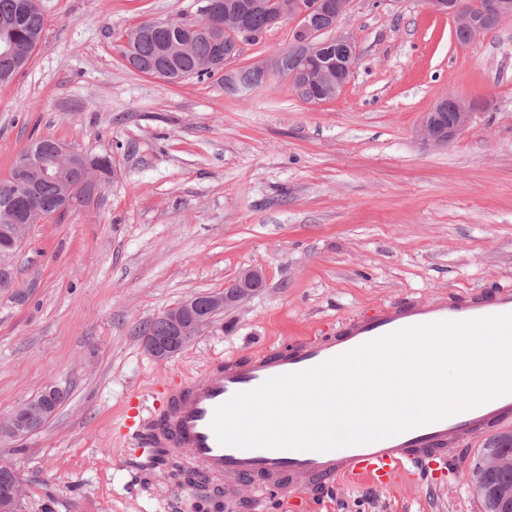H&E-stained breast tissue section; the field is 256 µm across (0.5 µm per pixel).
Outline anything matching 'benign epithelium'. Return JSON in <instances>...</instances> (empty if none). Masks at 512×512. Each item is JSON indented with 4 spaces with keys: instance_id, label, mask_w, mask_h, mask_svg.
Returning <instances> with one entry per match:
<instances>
[{
    "instance_id": "1",
    "label": "benign epithelium",
    "mask_w": 512,
    "mask_h": 512,
    "mask_svg": "<svg viewBox=\"0 0 512 512\" xmlns=\"http://www.w3.org/2000/svg\"><path fill=\"white\" fill-rule=\"evenodd\" d=\"M352 3L353 0H279L277 22L291 21L296 24V34L308 55L314 57L324 47L336 46L339 58L336 73L315 69L290 74L283 66L280 54L255 65V68L273 78L288 80L296 87L299 96L308 102L321 103L338 96L350 81L357 57L355 43L338 31ZM427 5L436 15L454 18L456 26L465 30L470 39L512 18V0H486L476 12L468 11L462 0H427ZM218 10L219 5L209 0L204 6L202 18L194 21L190 29L196 33H210V16ZM247 27L246 14L231 8L224 13V28L234 29L247 38ZM325 32H331L333 36L321 39ZM480 109L481 103L475 100L447 94L426 113L419 135L426 143L446 145ZM47 143L49 150L38 155L28 150L15 160L10 191L22 192L26 199L27 215L40 212L41 201L36 187L41 181L60 180L68 173L72 188L92 185L98 191L102 186L85 155L51 138ZM264 278L261 269H246L224 288V292L197 294L171 308L167 320L174 340L161 342L154 338L147 344L149 352L159 360L174 357L178 354V346L201 335L225 307L253 295ZM45 419L46 406L24 403L12 415V433L17 437L31 435L43 426Z\"/></svg>"
}]
</instances>
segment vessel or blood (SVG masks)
Instances as JSON below:
<instances>
[{"mask_svg": "<svg viewBox=\"0 0 512 512\" xmlns=\"http://www.w3.org/2000/svg\"><path fill=\"white\" fill-rule=\"evenodd\" d=\"M506 314H512V292L503 289L436 303H395L344 323L333 334L305 336L242 359H218L201 376L167 382L151 404L127 405L123 428L143 447L166 449L183 468L188 488L205 484L222 492L233 512L240 504L239 491L247 484L284 494L315 490L325 495L342 479L377 488L402 479L424 480L445 468L461 440L511 429L512 394L389 438L330 451L222 445L213 429L215 411L235 393L255 389L275 376L315 367L396 330Z\"/></svg>", "mask_w": 512, "mask_h": 512, "instance_id": "obj_1", "label": "vessel or blood"}]
</instances>
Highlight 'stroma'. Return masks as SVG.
<instances>
[{"instance_id":"stroma-1","label":"stroma","mask_w":512,"mask_h":512,"mask_svg":"<svg viewBox=\"0 0 512 512\" xmlns=\"http://www.w3.org/2000/svg\"><path fill=\"white\" fill-rule=\"evenodd\" d=\"M42 44L0 85V180L30 138L109 154L85 206L34 225L14 260L24 301L0 295V419L46 382L66 402L41 430L0 439L24 512H208L116 428L127 400L406 299L512 290V19L468 44L425 0H354L340 25L358 60L334 100L285 80L247 93L221 75L140 74L125 30L198 19L202 0H40ZM293 23L243 44L231 68L288 47ZM445 94L483 109L448 145L417 130ZM258 267L265 286L169 360L139 326ZM488 438L440 484L337 485L262 512H484L470 479Z\"/></svg>"}]
</instances>
